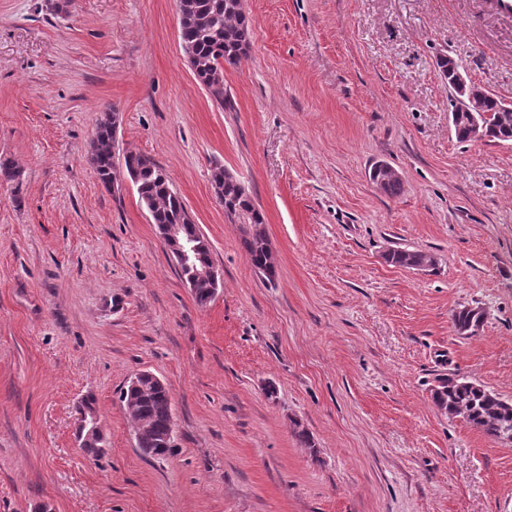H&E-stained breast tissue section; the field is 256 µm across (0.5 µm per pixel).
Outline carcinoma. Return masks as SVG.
<instances>
[{"mask_svg":"<svg viewBox=\"0 0 512 512\" xmlns=\"http://www.w3.org/2000/svg\"><path fill=\"white\" fill-rule=\"evenodd\" d=\"M178 16L181 42L194 53L195 77L201 84L211 85L216 70L224 65L235 67L247 56L251 21L238 0H178ZM503 106L505 103L493 93L486 99L487 137L512 142V111L503 109ZM112 147V113L105 110L95 117L91 141L94 169L100 186L104 188L112 181ZM133 165L138 171L136 189L140 203L148 210L152 223L159 227L174 224L190 226V218L166 170L154 158L142 153L134 156ZM212 180L224 188L220 205L231 204L249 213V227L243 229L240 244L258 273L268 282H273L276 268L268 263L263 214L255 208L246 188L223 167L213 168ZM371 180L387 195L402 193V179L389 176L382 167L373 168ZM386 261L393 266L418 269L428 265L431 256L416 250L392 249L387 253ZM189 288L195 301L204 306L213 285L198 279L189 283ZM451 321L455 330L474 336L484 322V311L479 307L457 308L451 314ZM431 398L438 411L450 417L465 418L489 438L499 441L512 433V401L464 377L439 379L431 389ZM120 400L140 432L141 447L155 449L160 459L174 454L175 449L166 446L173 420L169 390L144 381L137 389L128 387L121 390Z\"/></svg>","mask_w":512,"mask_h":512,"instance_id":"1","label":"carcinoma"}]
</instances>
